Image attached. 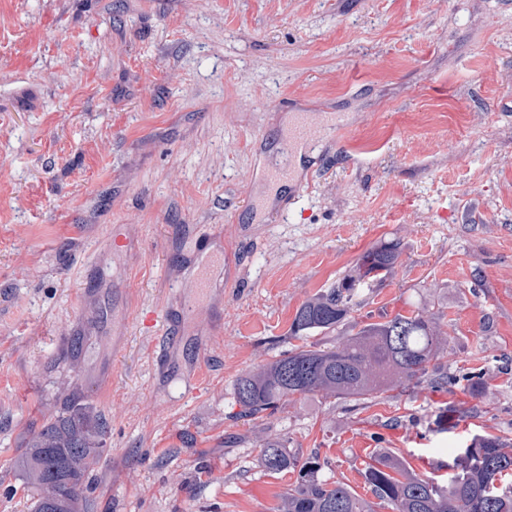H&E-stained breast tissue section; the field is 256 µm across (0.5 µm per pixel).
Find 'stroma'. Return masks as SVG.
Segmentation results:
<instances>
[{"label": "stroma", "instance_id": "stroma-1", "mask_svg": "<svg viewBox=\"0 0 512 512\" xmlns=\"http://www.w3.org/2000/svg\"><path fill=\"white\" fill-rule=\"evenodd\" d=\"M296 112L298 191L269 177ZM387 241L392 276L292 338ZM422 307L447 389L235 420L244 372ZM72 401L108 423L91 512H276L270 438L367 501L376 453L444 481L512 440V0H0V512H31L21 444ZM398 242H383L365 251L356 263L355 275L304 302L296 311L291 335L302 338L315 332L334 330L348 320L360 305L363 288L382 284L399 263ZM364 278L368 282H364Z\"/></svg>", "mask_w": 512, "mask_h": 512}]
</instances>
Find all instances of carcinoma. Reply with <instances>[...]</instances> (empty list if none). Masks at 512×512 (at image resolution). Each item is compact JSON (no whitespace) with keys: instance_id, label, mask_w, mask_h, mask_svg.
<instances>
[{"instance_id":"cac0c4a2","label":"carcinoma","mask_w":512,"mask_h":512,"mask_svg":"<svg viewBox=\"0 0 512 512\" xmlns=\"http://www.w3.org/2000/svg\"><path fill=\"white\" fill-rule=\"evenodd\" d=\"M399 258L394 241L365 251L355 274L297 309L291 335L302 338L339 327L361 305L363 288L383 283ZM446 342L435 315L419 308L367 323L330 348L298 347L237 378L238 416L257 420L274 413L283 401L314 393L363 400L403 392L431 373L436 374L431 384L446 387L448 377L437 373ZM106 429V420L94 419L82 404L72 403L25 441L22 469L39 491L34 512H86L88 470L101 457ZM260 463L270 474L299 473L278 512H373L346 485L320 478L318 458L301 461L278 438L263 443ZM451 469L444 484L410 474L378 455L363 477L374 497L393 512H512V486L500 485L512 472V450L505 440L473 436Z\"/></svg>"}]
</instances>
